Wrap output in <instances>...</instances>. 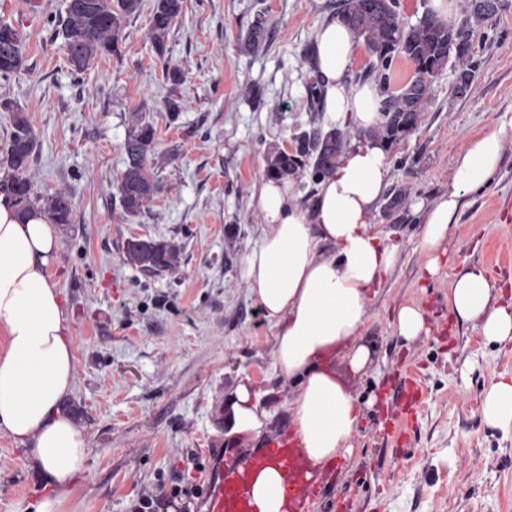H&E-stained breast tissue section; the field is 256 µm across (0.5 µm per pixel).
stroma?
<instances>
[{
  "instance_id": "1",
  "label": "stroma",
  "mask_w": 512,
  "mask_h": 512,
  "mask_svg": "<svg viewBox=\"0 0 512 512\" xmlns=\"http://www.w3.org/2000/svg\"><path fill=\"white\" fill-rule=\"evenodd\" d=\"M338 4L184 0L162 62L147 38L154 0H142L119 55L75 75L54 22L65 0H0V23L20 30L25 55L19 73L0 79V100L25 112L37 136L35 192L63 189L73 202L49 276L68 302L75 381L67 408L89 461L63 512H132L158 486L212 481L211 449L229 463L288 432L275 330L249 293L244 259L263 231L253 194L267 156L327 127L322 106L307 100L313 72L303 53ZM259 16L269 38L243 52ZM473 43L470 92L455 94L453 68L439 72L417 129L389 149L388 188L406 190L408 204L392 215L378 208L373 222L402 241V254L360 336L378 361L355 384L359 400L376 403L357 426L353 455L325 479L315 512H512V433L481 417L485 390L512 377V345L486 344L473 324L449 318L447 302L450 281L471 263L512 294V0H498ZM166 62L181 70V84L165 81ZM171 94L183 103L173 123L162 110ZM135 111L156 129L151 159L163 189L130 220L114 183ZM493 131L503 139L498 168L465 195L438 273L423 278L418 205L447 192L468 140ZM131 238L175 243L178 266L148 273L128 265ZM403 304L423 310L429 335L411 343L398 336L392 314ZM246 377L268 392V431L228 440L224 394ZM399 412L410 421L403 434ZM40 491L24 448L0 433V512Z\"/></svg>"
}]
</instances>
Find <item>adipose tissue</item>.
<instances>
[{"label":"adipose tissue","mask_w":512,"mask_h":512,"mask_svg":"<svg viewBox=\"0 0 512 512\" xmlns=\"http://www.w3.org/2000/svg\"><path fill=\"white\" fill-rule=\"evenodd\" d=\"M355 51L344 24L319 26L315 62L325 118L334 127L369 130L381 121L380 93L350 82ZM502 149L497 132L470 139L454 158L447 193L424 204V275L436 273L464 195L490 180ZM390 172L387 147L367 138L340 157L312 206L298 203L286 181L263 180L255 195L265 230L246 256L244 276L275 330V369L290 386V435L319 477L353 452L364 413L353 384L375 357L358 336L402 252L401 242L372 224ZM57 243L44 217L21 216L0 198V433L24 446L29 469L44 484L36 500L14 501L10 512H61L88 469L89 442L62 409L75 374L67 301L48 275ZM448 311L477 327L487 343H512V302L481 265L455 275ZM262 398L247 378L226 395L225 437L262 436L269 422ZM481 414L488 427L512 432V380L490 385Z\"/></svg>","instance_id":"obj_1"}]
</instances>
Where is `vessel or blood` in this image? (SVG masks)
<instances>
[{
	"instance_id": "obj_1",
	"label": "vessel or blood",
	"mask_w": 512,
	"mask_h": 512,
	"mask_svg": "<svg viewBox=\"0 0 512 512\" xmlns=\"http://www.w3.org/2000/svg\"><path fill=\"white\" fill-rule=\"evenodd\" d=\"M269 460L277 462L286 475L280 490L282 512H312L321 484L309 478L299 448L285 436L273 442L264 453L249 455L226 469L217 470L213 485L204 491V512H254L248 489Z\"/></svg>"
}]
</instances>
